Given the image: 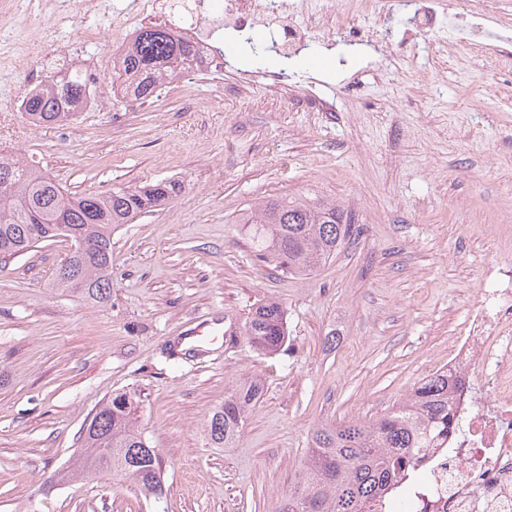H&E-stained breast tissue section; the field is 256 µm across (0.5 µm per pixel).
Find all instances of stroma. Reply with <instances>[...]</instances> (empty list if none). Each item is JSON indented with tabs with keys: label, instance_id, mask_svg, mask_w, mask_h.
<instances>
[{
	"label": "stroma",
	"instance_id": "stroma-1",
	"mask_svg": "<svg viewBox=\"0 0 512 512\" xmlns=\"http://www.w3.org/2000/svg\"><path fill=\"white\" fill-rule=\"evenodd\" d=\"M484 7L502 24L492 60L401 42L413 7L398 0L375 42L343 37L285 66L232 51L223 79L188 92L178 78L69 128L33 133L0 112V151L70 191L183 184L113 231L105 302L50 287L65 239L0 262V512H279L314 428L375 419L447 364L512 230V0ZM284 67L288 98L238 95L240 70ZM424 70L434 82H418ZM316 96L336 112L310 111ZM285 195L336 202L358 228L305 278L260 261L239 223ZM268 301L287 312L275 355L243 333ZM252 378L264 392L233 448L211 447L209 414ZM133 388L166 497L118 473L53 486L97 407Z\"/></svg>",
	"mask_w": 512,
	"mask_h": 512
}]
</instances>
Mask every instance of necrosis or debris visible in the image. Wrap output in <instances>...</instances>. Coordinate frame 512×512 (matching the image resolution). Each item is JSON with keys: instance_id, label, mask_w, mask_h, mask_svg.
Wrapping results in <instances>:
<instances>
[{"instance_id": "1", "label": "necrosis or debris", "mask_w": 512, "mask_h": 512, "mask_svg": "<svg viewBox=\"0 0 512 512\" xmlns=\"http://www.w3.org/2000/svg\"><path fill=\"white\" fill-rule=\"evenodd\" d=\"M391 0H129L114 27L111 48L101 33L83 27L79 46L89 86L112 70L119 49L148 24H167L196 45L191 82L216 80L219 28L259 30L275 51L294 56L307 37L332 42L360 16L384 21ZM416 32L428 37L470 35L493 39L481 6L460 12L456 0H415ZM448 369L459 378L458 427L427 450L423 477L408 489L415 512H512V262L487 267L484 286L461 335L448 343Z\"/></svg>"}]
</instances>
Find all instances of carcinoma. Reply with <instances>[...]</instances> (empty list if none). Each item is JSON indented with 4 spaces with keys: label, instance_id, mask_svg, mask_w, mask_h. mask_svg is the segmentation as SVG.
<instances>
[{
    "label": "carcinoma",
    "instance_id": "cac0c4a2",
    "mask_svg": "<svg viewBox=\"0 0 512 512\" xmlns=\"http://www.w3.org/2000/svg\"><path fill=\"white\" fill-rule=\"evenodd\" d=\"M192 45L162 24L147 26L121 52L113 81L123 96L150 101L158 90L192 67ZM90 96L80 71L56 72L27 91L22 109L35 125L52 126L76 115ZM182 185L164 180L104 193H68L39 168L0 152V259L65 237L66 259L50 287L103 302L112 293V229L132 224L148 209L179 195ZM241 223L256 255L291 276H308L325 265L357 228L327 202L295 197L270 199ZM252 346L278 353L286 341V317L277 302L257 308L244 325ZM456 379L448 372L421 380L380 417L325 425L311 435L307 464L280 512H390L393 497L422 475L425 454L454 419ZM264 389L260 380L232 389L215 408L206 431L216 448H231L244 418ZM142 391L112 396L83 429L82 450L59 473L63 482L121 471L159 501L165 496L163 461L138 429Z\"/></svg>",
    "mask_w": 512,
    "mask_h": 512
}]
</instances>
